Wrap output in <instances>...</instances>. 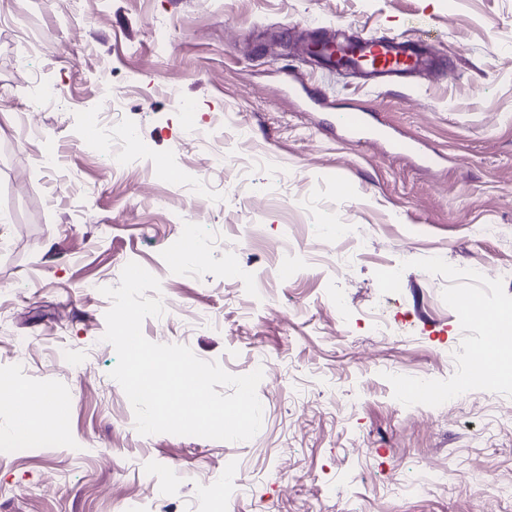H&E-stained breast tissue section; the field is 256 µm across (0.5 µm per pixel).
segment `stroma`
<instances>
[{"label": "stroma", "instance_id": "obj_1", "mask_svg": "<svg viewBox=\"0 0 512 512\" xmlns=\"http://www.w3.org/2000/svg\"><path fill=\"white\" fill-rule=\"evenodd\" d=\"M319 31L397 38L436 66L376 89L306 54ZM104 66L147 148L142 165L112 169L80 144L79 111L99 107ZM35 72L64 90L63 107L32 102ZM172 85L194 112L175 108ZM361 105L422 151L354 142L345 124ZM222 115L250 140L188 137ZM46 137L64 160L56 173L41 164ZM218 146L230 157L223 176L191 198L187 183ZM191 203L209 221L177 272L170 254ZM333 222L362 244L345 278L324 258ZM482 224L498 234L479 236ZM288 231L313 261L265 249ZM399 255L391 293L385 265ZM131 261L178 301L144 320L148 340L167 335L234 375L256 354L274 361L254 438L133 429L110 376L102 293ZM478 266L496 282L493 301L512 307V0H0V370L25 338L14 383L51 387L66 428L61 439L44 422L43 442L16 447L19 412L0 396V512H126L149 475L155 512H476L512 486V419L497 413L512 384L428 406L403 398L393 372L456 384L448 355L475 350L480 331L441 304L439 276L476 294ZM373 311L397 335H380ZM62 345L88 363L56 362ZM428 462L454 478L432 480Z\"/></svg>", "mask_w": 512, "mask_h": 512}]
</instances>
